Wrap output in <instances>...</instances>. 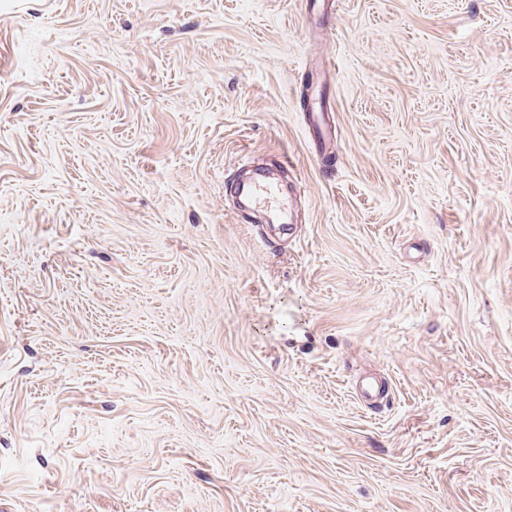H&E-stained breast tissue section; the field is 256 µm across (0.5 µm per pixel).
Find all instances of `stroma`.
<instances>
[{"label": "stroma", "instance_id": "35a3bbf8", "mask_svg": "<svg viewBox=\"0 0 512 512\" xmlns=\"http://www.w3.org/2000/svg\"><path fill=\"white\" fill-rule=\"evenodd\" d=\"M0 512H512V0H0ZM247 208L265 211L274 221L288 220L291 209L289 196H284L277 184L258 175L240 187Z\"/></svg>", "mask_w": 512, "mask_h": 512}]
</instances>
